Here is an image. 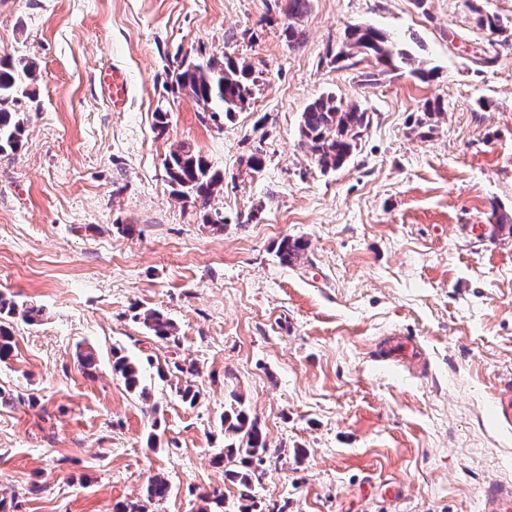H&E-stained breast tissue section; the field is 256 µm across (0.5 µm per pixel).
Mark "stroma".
I'll return each instance as SVG.
<instances>
[{
	"instance_id": "stroma-1",
	"label": "stroma",
	"mask_w": 512,
	"mask_h": 512,
	"mask_svg": "<svg viewBox=\"0 0 512 512\" xmlns=\"http://www.w3.org/2000/svg\"><path fill=\"white\" fill-rule=\"evenodd\" d=\"M481 12L512 28V0H308L293 19L284 0H0V55L38 73L22 145L0 156V295L44 310L13 317L0 364L4 512H113L157 474L172 491L149 512L233 496L213 462L233 391L282 453L256 485L264 512H482L485 486L512 483L493 403L512 374V235L487 230L512 214V37L492 40ZM351 24L390 33L411 63L365 84L372 62L334 59ZM186 55L250 64L246 104L201 122L171 89ZM108 65L127 78L119 112L97 83ZM329 92L369 125L325 172L299 125ZM435 99L445 111L420 130ZM181 144L224 174L223 230L171 192ZM286 236L307 243L289 265ZM148 308L178 344L149 335ZM395 332L423 365L385 359ZM116 348L144 360L149 399L113 374ZM174 361L199 369L195 405L157 373ZM142 324L146 330L158 341L169 344L176 343V328L171 319L161 311L148 309L142 313Z\"/></svg>"
}]
</instances>
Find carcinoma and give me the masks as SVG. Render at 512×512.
Returning <instances> with one entry per match:
<instances>
[{"mask_svg": "<svg viewBox=\"0 0 512 512\" xmlns=\"http://www.w3.org/2000/svg\"><path fill=\"white\" fill-rule=\"evenodd\" d=\"M365 55L374 59L379 70L369 74L373 82L386 73V68L396 62H411V56L396 47L391 38L373 26L345 30L339 59H353ZM252 67L229 58L207 59L182 58L172 74L173 90L187 95L201 104V120L213 122L230 117L235 109L250 96ZM37 79L36 66L32 62L16 64L8 56L0 57V154L17 150L25 132L24 117L19 103L31 95L30 87ZM369 124L366 113L355 104H346L333 93L323 94L313 100L302 112L299 126L301 144L323 171L341 168L355 153L362 133ZM165 170L172 193L191 204L199 213L202 223L220 230L224 227V215L213 208L212 200L224 189V174L213 169L201 153L186 145L172 150L165 160ZM307 247L300 238L284 237L277 245V257L283 264H291ZM21 313L25 322H40L43 310L30 304L18 309L13 300L0 294V363L7 362L15 350V336L5 318ZM142 324L155 339L177 342L176 328L171 319L161 311L148 309L142 313ZM112 370L119 375L128 391L140 396L147 395L143 383L142 363L114 350ZM184 379L176 387L182 402L195 404L199 391L192 384L196 366L178 363L159 368L162 378L168 375ZM224 426V448L215 457L224 465V476L236 488V496L226 497L224 492L213 490L201 495L206 507L201 512H262L255 496V483L259 481L257 470L269 457L266 435L257 418L250 416L242 406L241 398L233 393L229 409L221 419ZM171 491L168 480L154 475L147 481L144 502H121L116 512H147L146 504L165 499Z\"/></svg>", "mask_w": 512, "mask_h": 512, "instance_id": "obj_1", "label": "carcinoma"}]
</instances>
